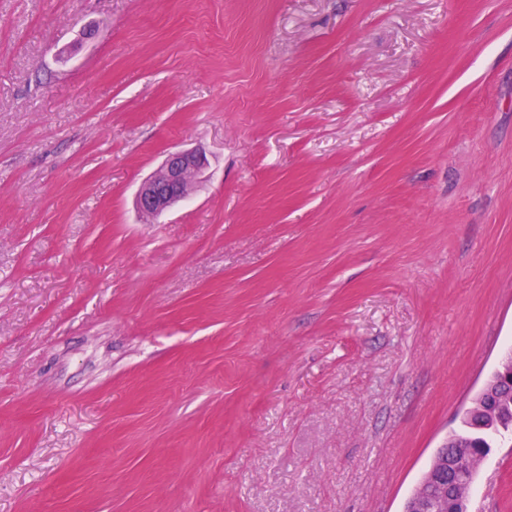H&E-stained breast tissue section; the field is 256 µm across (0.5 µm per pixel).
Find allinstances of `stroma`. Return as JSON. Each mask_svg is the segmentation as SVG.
<instances>
[{
	"label": "stroma",
	"instance_id": "1",
	"mask_svg": "<svg viewBox=\"0 0 512 512\" xmlns=\"http://www.w3.org/2000/svg\"><path fill=\"white\" fill-rule=\"evenodd\" d=\"M510 348L512 0H0V512H401ZM206 165L205 158L193 151H174L145 180L136 195V208L146 218L161 215L184 200L197 183Z\"/></svg>",
	"mask_w": 512,
	"mask_h": 512
}]
</instances>
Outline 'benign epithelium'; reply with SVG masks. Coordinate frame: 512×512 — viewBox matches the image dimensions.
<instances>
[{
	"instance_id": "obj_1",
	"label": "benign epithelium",
	"mask_w": 512,
	"mask_h": 512,
	"mask_svg": "<svg viewBox=\"0 0 512 512\" xmlns=\"http://www.w3.org/2000/svg\"><path fill=\"white\" fill-rule=\"evenodd\" d=\"M206 165L205 158L193 151H174L162 165L145 180L136 195V208L146 217L161 215L176 203L184 200L197 183ZM512 389V350L501 356L486 382L476 394L480 413L484 419L498 421L512 409L504 392ZM446 445L437 448L442 463L429 470L426 479L407 499L402 512H448V488L470 484L471 460L466 447L456 448L450 455Z\"/></svg>"
}]
</instances>
